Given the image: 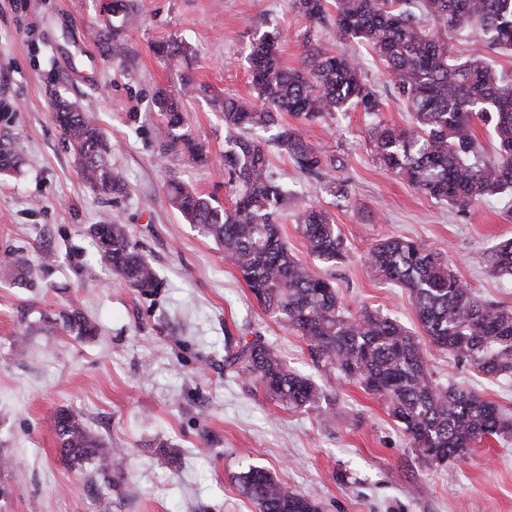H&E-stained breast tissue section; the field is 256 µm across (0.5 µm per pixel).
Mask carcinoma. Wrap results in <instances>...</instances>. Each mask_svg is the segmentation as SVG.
Here are the masks:
<instances>
[{
  "label": "carcinoma",
  "mask_w": 512,
  "mask_h": 512,
  "mask_svg": "<svg viewBox=\"0 0 512 512\" xmlns=\"http://www.w3.org/2000/svg\"><path fill=\"white\" fill-rule=\"evenodd\" d=\"M309 26L324 24L327 0H293ZM336 34L368 44L386 66L411 121L390 126L380 117L376 90L347 53L323 51L303 40L307 67L290 69L281 59V36L265 33L250 53L254 100L227 97L222 103L224 168L230 174L233 205H213L194 187L175 182L170 206L224 249L260 307L302 337L314 365L336 381L354 383L387 404L408 435L410 448L426 465L465 459L484 439L512 435V418L476 392L441 386L433 379L428 355L447 351L491 381L512 377V308L484 300L455 275L448 262L411 239L389 236L374 244L369 266L375 277L407 291L423 336L397 320L367 309L346 311L336 288L312 275L288 248L278 219L288 191L269 172L267 143L256 131H275L272 142L295 166L323 180V188L345 196V182L329 174L333 162L306 141L296 127L281 123V113L312 122L359 107L375 119L370 139L378 159L425 195L460 211L477 201L495 200L512 211V75L486 62L489 51H512V0H333ZM103 26L112 34V57L126 47L120 34L135 23L128 0L103 5ZM472 44L467 56L455 42ZM167 65L186 59L175 40L153 45ZM196 90L185 78L179 88L154 96L161 137L193 161L204 160L198 143L184 131L180 99ZM55 121L69 144L83 180L97 193L119 196L125 185L113 167L110 146L93 113L58 99ZM483 125L497 140L494 156L484 154L475 134ZM21 148L0 146V173L14 170ZM296 224L310 254L339 264L350 248L328 213L316 207L296 212ZM100 260L127 286L143 295L159 285L155 268L132 245L127 225L118 221L90 226ZM491 271L512 278V239L487 256ZM66 327L93 336L96 327L66 317ZM224 367L257 382L280 407L313 409L325 426L336 425L329 395L315 381L288 367L260 336L242 340ZM61 459L70 468L86 461L112 474L109 487L126 488L124 451L105 449L69 407L53 420ZM241 492L258 512H320L310 497L291 491L271 472L251 467L235 476Z\"/></svg>",
  "instance_id": "carcinoma-1"
}]
</instances>
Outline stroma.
<instances>
[{"label":"stroma","mask_w":512,"mask_h":512,"mask_svg":"<svg viewBox=\"0 0 512 512\" xmlns=\"http://www.w3.org/2000/svg\"><path fill=\"white\" fill-rule=\"evenodd\" d=\"M124 31L127 53L112 58L101 37L100 0H0V145L21 144V166L0 173V512H257L234 481L249 467L275 473L308 495L320 512H512V439H489L468 458L422 464L385 405L353 384H336L312 363L305 342L258 305L221 247L168 202L184 182L230 207L224 169V96L249 99L248 56L274 30L285 66L299 68L301 41L360 58L384 121L409 118L385 66L371 48L309 28L291 0H137ZM173 38L191 56L168 67L152 52ZM190 77L202 90L182 102L207 163L163 152L153 104L159 87ZM65 97L89 109L111 147L125 192L108 198L78 173L53 120ZM321 146L347 181L334 196L318 178L269 146L270 171L288 187L280 229L316 276L333 282L351 312L369 309L419 331L407 293L381 283L368 250L388 235L441 253L486 300L512 307V284L488 274L486 253L512 237V214L479 202L458 211L409 186L377 159L372 120L350 109L312 122L283 115ZM326 210L350 247L329 266L311 258L294 220L302 207ZM127 224L160 287L144 296L100 263L88 227ZM53 256L42 264V252ZM28 258V273L10 265ZM78 314L98 332L79 336L63 318ZM256 332L289 367L317 381L336 402L335 428L315 412L284 410L262 386L224 368L241 336ZM429 364L444 385L483 395L512 414V378L489 381L446 352ZM80 410L92 433L126 453L127 493L107 488L92 462L69 468L53 431L55 413Z\"/></svg>","instance_id":"stroma-1"}]
</instances>
